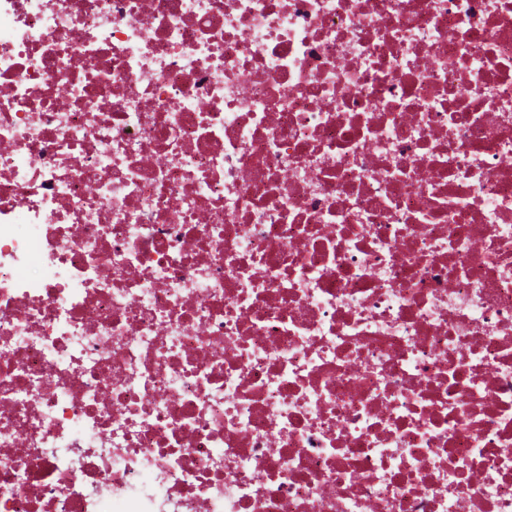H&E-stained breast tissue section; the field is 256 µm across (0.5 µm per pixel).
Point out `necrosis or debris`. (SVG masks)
I'll list each match as a JSON object with an SVG mask.
<instances>
[{
  "label": "necrosis or debris",
  "instance_id": "1",
  "mask_svg": "<svg viewBox=\"0 0 512 512\" xmlns=\"http://www.w3.org/2000/svg\"><path fill=\"white\" fill-rule=\"evenodd\" d=\"M512 512V0H0V512Z\"/></svg>",
  "mask_w": 512,
  "mask_h": 512
}]
</instances>
